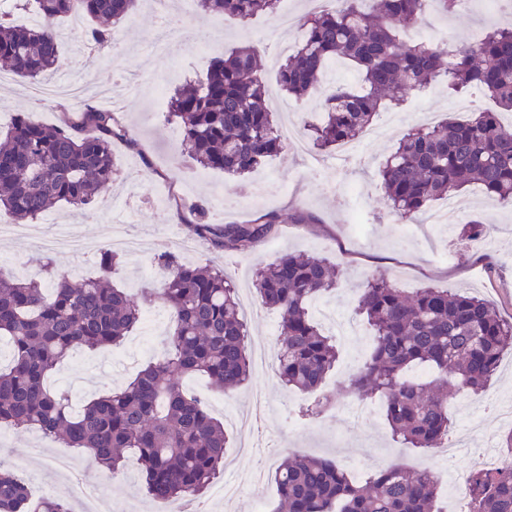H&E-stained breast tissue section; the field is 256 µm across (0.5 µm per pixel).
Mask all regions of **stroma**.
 Segmentation results:
<instances>
[{"mask_svg":"<svg viewBox=\"0 0 512 512\" xmlns=\"http://www.w3.org/2000/svg\"><path fill=\"white\" fill-rule=\"evenodd\" d=\"M175 7L182 25L161 40L157 37L160 18L148 4H140L113 29L120 50L98 60L89 72L82 67L87 22L77 23L69 18L59 24L61 64L55 80L84 81L96 87L112 86L127 76L138 81L140 93L123 98L119 110L137 146L132 149L125 142H113L115 188L92 211L77 216L62 204L45 212L44 220L67 224L69 232L77 237L103 239L111 230L107 215L112 207H126L143 247L137 253L122 255L112 280L136 294L157 284L161 277L153 258L171 246L168 236L173 225L180 222V201L209 200L213 221L221 223H247L264 213L277 212L281 222L275 233L241 254L226 255L202 240L197 250L186 256L189 262L222 267L233 275L240 296L252 307L245 318L248 344L252 347L276 343L279 322L275 310L261 305L252 286L253 272L257 264L273 262L290 250H307L343 266V287L324 297L323 302L351 320L356 317L359 287L372 273L384 275L410 292L427 285L463 288L495 304L502 317H512V208L473 188L460 195L458 201L466 218L478 219L485 225L483 239L471 242L461 237L457 224L432 225L426 237L409 233L405 224L390 217L377 177L378 168L396 145V136L361 137L360 161H343L333 151L327 153L328 163L321 169L287 149L243 179L220 171H197L181 157L179 132L168 122L162 101L168 100L186 80L203 77L213 58L253 43L261 51L270 108L279 111L284 97L277 81L275 51L284 42H296L300 29L295 23L281 26L275 14L242 23L199 14L194 0H176ZM500 20L490 0H469L468 6L453 16L428 10L419 30L429 35L444 28L449 38L467 42ZM32 86V81L15 75L0 84L1 128L7 127L18 112L29 113L45 124L57 123V101L32 100ZM457 102V96L449 94L446 85L436 84L409 98L402 107L381 112L375 123L405 131L419 126V112L423 109L433 111L439 120L448 115L466 118V111L458 109ZM301 215L306 216V223H298ZM355 217L364 223L363 235L354 232L351 220ZM0 256L8 258V272L19 278L42 277L48 261L60 272L78 269L83 278L98 269L96 257L46 250L24 236L0 237ZM169 326V320H162L151 333L142 324L118 347L75 355L60 365L48 383L68 388L78 405L92 396L121 389L161 353ZM359 328L361 337L337 344L339 358L325 387L336 393L339 404L321 425L300 413L310 400L309 394L284 387L274 368L252 369L247 383L228 396L213 391L205 377L187 378L188 388L209 395L217 403L214 415L223 420L231 438L224 451L225 471L263 469L264 510L273 512L278 502L275 474L284 456H331L359 480L393 463L414 469L425 459L438 480L440 506L444 512H458L459 503L448 494L446 472L468 470V455L459 456L449 465L437 453L399 447L381 414L360 421L352 419L348 377L361 363L370 343L367 323H360ZM256 391L262 394L266 408L255 435L259 440L278 444L268 456L241 450L239 427L222 407L228 398L237 409L247 410ZM475 402L482 410L476 439L492 434L498 447H512V417L502 416L505 409L512 408L511 352L504 353L490 388L476 396ZM8 435V440L0 441V463L25 476L41 496L61 493L69 474L54 463L59 446L34 430L12 429ZM105 491L126 512H155V503L141 489L136 459L128 460L120 476L106 477Z\"/></svg>","mask_w":512,"mask_h":512,"instance_id":"stroma-1","label":"stroma"}]
</instances>
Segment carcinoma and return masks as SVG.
Listing matches in <instances>:
<instances>
[{
	"mask_svg": "<svg viewBox=\"0 0 512 512\" xmlns=\"http://www.w3.org/2000/svg\"><path fill=\"white\" fill-rule=\"evenodd\" d=\"M371 3L367 10L361 7ZM431 2L448 16L463 0H336L301 24L302 35L278 71L288 98L322 99L318 123L303 122V135L326 152L357 140L386 104L399 105L430 85L462 94L476 89L512 111V25L482 32L476 44L411 42L404 30L425 19ZM136 0H35L43 23L18 25L0 13V61L15 75L38 79L60 62L56 23L89 22L96 43L112 40ZM200 11L242 22L276 11L278 0H196ZM348 62L352 83L325 85L336 61ZM60 124L45 127L17 113L0 139V212L33 223L57 204L77 212L94 209L112 183V142L132 140L114 112L86 104L63 105ZM168 121L180 136V154L204 169L244 176L280 153L284 144L266 102L259 50L245 44L216 60L204 79L174 91ZM390 213L409 222L432 200L476 186L512 205V127L496 112L478 110L409 129L378 171ZM193 235L228 254L267 239L278 218L216 224L204 202L184 205ZM162 278L136 297L111 281L117 253L103 249L99 273L81 281L47 270L43 282L0 269V339L11 350L0 367V425L29 428L88 455L90 465L119 473L127 455L142 465V487L154 502L200 497L224 470L228 436L207 403L184 389L186 375L201 374L224 392L250 376L247 330L238 288L223 269L183 261L174 250L154 256ZM342 270L326 259L288 252L259 268L253 287L262 304L280 315L277 374L288 389L314 393L311 412L336 405L321 390L338 358L336 344L310 311L319 296L336 292ZM159 304L171 318L166 349L120 390L80 408L69 391L46 387L63 359L121 343ZM356 313L373 336L348 385L360 399L376 397L397 443L431 452L448 435V400L480 394L512 352V321L484 298L426 286L409 295L381 274L366 278ZM274 512H436L437 484L427 470L390 465L359 483L333 459L286 457L276 472ZM469 512H512V459L495 472L470 471ZM0 512H71L68 497L32 499L19 476L0 465Z\"/></svg>",
	"mask_w": 512,
	"mask_h": 512,
	"instance_id": "1",
	"label": "carcinoma"
}]
</instances>
